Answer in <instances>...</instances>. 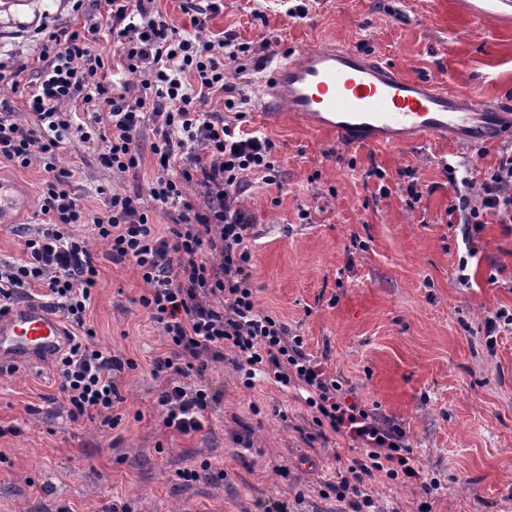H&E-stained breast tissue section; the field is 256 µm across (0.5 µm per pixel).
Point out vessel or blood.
<instances>
[{"label":"vessel or blood","instance_id":"obj_1","mask_svg":"<svg viewBox=\"0 0 512 512\" xmlns=\"http://www.w3.org/2000/svg\"><path fill=\"white\" fill-rule=\"evenodd\" d=\"M266 95L273 112L363 146H403L448 134L487 146L512 128L508 107L406 77L394 65L336 43L277 60ZM25 204L17 184L0 181V223ZM68 344L63 322L43 303L24 301L0 311V368L47 367Z\"/></svg>","mask_w":512,"mask_h":512}]
</instances>
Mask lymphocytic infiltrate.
Here are the masks:
<instances>
[{
  "label": "lymphocytic infiltrate",
  "instance_id": "obj_1",
  "mask_svg": "<svg viewBox=\"0 0 512 512\" xmlns=\"http://www.w3.org/2000/svg\"><path fill=\"white\" fill-rule=\"evenodd\" d=\"M105 3L115 50L123 67L139 74L138 91L105 85L106 57L92 40L97 27L83 32L56 27L33 44L40 62L29 94L33 123H18L9 100H0V161L22 168L36 164L47 174L40 207L46 221L22 227L21 261L0 262V302L37 293L73 328L71 345L56 362L71 418L88 416L115 428L118 376L137 367L134 360L90 342L86 314L99 276L90 246L95 239L107 246L112 264L136 267L145 285L138 302L171 348L170 355L154 359L151 369L163 382L156 404L166 429L181 435L203 429L216 394L185 380L204 376L229 351L233 366L247 379L260 373L281 389H303L307 404L317 410V426L360 443L341 481L351 494L353 512L370 505L365 481L373 472L393 480H422L423 470L401 432L376 426L357 405L339 400L335 383L304 352L302 338L290 335L286 323L257 305L247 246L254 219L238 195L249 174L276 182V145L265 135L237 132L224 113L208 109L217 91L226 95L224 112L237 108L224 74L250 50L231 37H203L221 0L194 5L190 35L155 11L154 0ZM148 121L157 135L151 145L157 173L149 195L157 209L172 215L162 230L136 194L106 192L101 212L90 213L72 188L73 171L59 165L64 141L97 139L105 145L101 159L107 167L119 173L138 168ZM191 183L206 189V206L188 197L185 188ZM448 212L457 215L466 243L482 231L487 217L512 224V153L486 170L479 185L462 181Z\"/></svg>",
  "mask_w": 512,
  "mask_h": 512
}]
</instances>
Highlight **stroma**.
<instances>
[{"label":"stroma","instance_id":"stroma-1","mask_svg":"<svg viewBox=\"0 0 512 512\" xmlns=\"http://www.w3.org/2000/svg\"><path fill=\"white\" fill-rule=\"evenodd\" d=\"M206 36L286 54L335 39L376 55L413 78L493 104L512 102V17L496 0H309L290 17L282 0H223ZM102 0H0V96L30 122L29 82L39 63L27 35L41 23L84 30L105 22ZM254 54L227 79L245 95L244 131L277 147V183L252 174L240 197L257 222L252 242L259 308L276 314L307 354L370 419L403 430L425 476L418 484L375 473L363 512H512V328L487 336L486 321L512 311V224L489 223L465 248L449 228L450 178L480 179L512 149L501 141L471 148L456 139L403 147H361L296 121L272 122ZM25 72L16 73L17 64ZM153 124L141 135L135 172L103 166L97 142L65 143L62 166L88 210L98 188L140 193L154 223L148 187L156 174ZM378 167L382 178L367 177ZM422 194L408 205L403 171ZM0 177L29 196L27 210L0 224V260L21 258L19 224L41 223V167L0 164ZM101 275L87 314L95 345L135 360L119 379L121 421L110 431L65 412L54 369L0 370V512H350L332 487L353 443L314 424L295 390L265 379L246 387L227 362L204 380L218 399L204 427L182 436L163 427L152 362L168 353L141 310L144 284L133 265H112L93 243ZM468 284H460V259ZM208 464L210 478L177 473Z\"/></svg>","mask_w":512,"mask_h":512}]
</instances>
